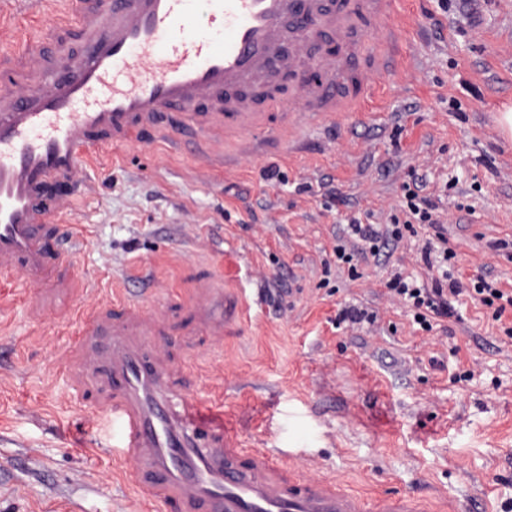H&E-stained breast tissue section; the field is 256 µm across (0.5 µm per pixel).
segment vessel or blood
<instances>
[{
    "mask_svg": "<svg viewBox=\"0 0 512 512\" xmlns=\"http://www.w3.org/2000/svg\"><path fill=\"white\" fill-rule=\"evenodd\" d=\"M405 19L404 0H86L78 57L49 62L22 52L25 83L0 85V277L81 290L64 272L69 257L51 217L65 202L56 187L75 186L90 153L123 149L155 128L174 138L188 125L270 137L269 114L283 107L309 123L363 111L378 80L405 66ZM371 27L386 46L351 68L359 34ZM300 28L307 38L333 33L340 51L318 60L321 82L299 83L285 99L280 83L299 72L307 51L292 38ZM212 304L194 290V315L216 331ZM173 305L166 298L151 309L116 295L61 312L77 325L66 354L81 368L73 384L86 396L104 392L106 417L120 430L115 448L146 504L165 512H431L409 493L364 495L307 475L297 453L240 447L215 404L186 394L173 404L177 373L156 341Z\"/></svg>",
    "mask_w": 512,
    "mask_h": 512,
    "instance_id": "1",
    "label": "vessel or blood"
}]
</instances>
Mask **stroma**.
<instances>
[{
    "label": "stroma",
    "instance_id": "1",
    "mask_svg": "<svg viewBox=\"0 0 512 512\" xmlns=\"http://www.w3.org/2000/svg\"><path fill=\"white\" fill-rule=\"evenodd\" d=\"M406 3L410 61L379 85L381 111L327 116L262 156L187 128L176 146L157 136L113 163L90 158L57 218L83 229L67 272L92 299L137 294L146 277L151 294L184 300L206 274L248 300L220 338L184 308L165 323L179 388L220 398L241 447H284L295 419L314 435L295 447L305 472L512 512V338L492 308L463 295L422 331L388 296L384 261L359 260L352 281L333 253L349 218L387 223L422 176L455 267L512 289V139L496 122L512 105V0H484L473 20L459 0ZM79 7L10 0L0 52L21 40L46 57L77 51L76 33L44 32ZM271 166L281 180L265 179ZM37 300L21 276L0 279V512H143L112 456L117 428L69 385L73 328L36 320ZM349 305L375 322L336 325Z\"/></svg>",
    "mask_w": 512,
    "mask_h": 512
}]
</instances>
